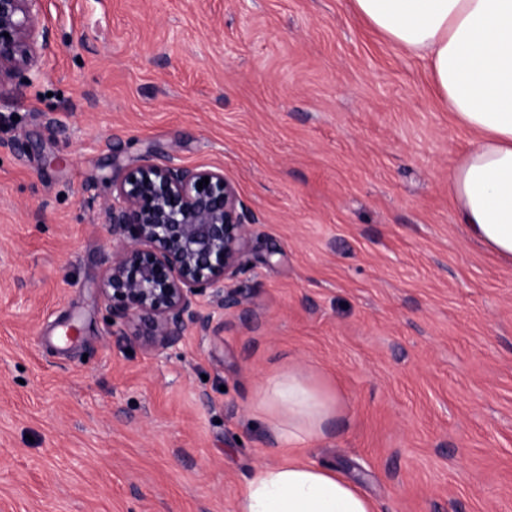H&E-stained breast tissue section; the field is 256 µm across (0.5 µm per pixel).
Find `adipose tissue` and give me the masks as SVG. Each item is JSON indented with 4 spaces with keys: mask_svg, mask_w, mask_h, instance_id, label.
Masks as SVG:
<instances>
[{
    "mask_svg": "<svg viewBox=\"0 0 512 512\" xmlns=\"http://www.w3.org/2000/svg\"><path fill=\"white\" fill-rule=\"evenodd\" d=\"M390 42L421 57L459 126L477 135L448 179L457 223L512 261V0H353ZM341 399L291 369L255 392L288 460L254 470L235 512H375L350 478L306 458Z\"/></svg>",
    "mask_w": 512,
    "mask_h": 512,
    "instance_id": "1",
    "label": "adipose tissue"
}]
</instances>
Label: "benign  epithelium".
Wrapping results in <instances>:
<instances>
[{
    "label": "benign epithelium",
    "mask_w": 512,
    "mask_h": 512,
    "mask_svg": "<svg viewBox=\"0 0 512 512\" xmlns=\"http://www.w3.org/2000/svg\"><path fill=\"white\" fill-rule=\"evenodd\" d=\"M42 2L0 0V93L32 83L54 49ZM104 220L115 242L100 282L112 335L168 355L188 330L210 331L204 299L222 311L243 304L232 284L249 261L252 224L224 170L149 152L112 182Z\"/></svg>",
    "instance_id": "7a95c632"
}]
</instances>
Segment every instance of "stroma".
<instances>
[{
  "mask_svg": "<svg viewBox=\"0 0 512 512\" xmlns=\"http://www.w3.org/2000/svg\"><path fill=\"white\" fill-rule=\"evenodd\" d=\"M56 48L0 97V512H234L281 457L252 402L341 397L311 459L376 512H512V262L455 220L470 145L353 0H44ZM223 169L244 302L169 358L99 294L112 174ZM76 340L62 342L70 325Z\"/></svg>",
  "mask_w": 512,
  "mask_h": 512,
  "instance_id": "1",
  "label": "stroma"
}]
</instances>
